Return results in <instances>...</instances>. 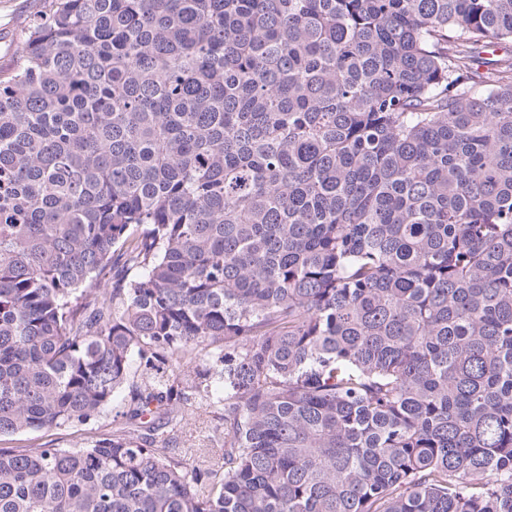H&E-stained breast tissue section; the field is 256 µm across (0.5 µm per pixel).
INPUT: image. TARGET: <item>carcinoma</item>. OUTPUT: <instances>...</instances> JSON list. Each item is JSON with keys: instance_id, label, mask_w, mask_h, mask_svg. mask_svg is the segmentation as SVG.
Instances as JSON below:
<instances>
[{"instance_id": "1", "label": "carcinoma", "mask_w": 512, "mask_h": 512, "mask_svg": "<svg viewBox=\"0 0 512 512\" xmlns=\"http://www.w3.org/2000/svg\"><path fill=\"white\" fill-rule=\"evenodd\" d=\"M21 37L0 437L120 410L0 448V512H512V0H44ZM112 407L108 412L85 425L75 424L69 427L1 437L0 448H39L53 445L57 448H73L86 442V439L112 429ZM204 408L197 406L187 412V423L181 442V448L187 456L198 460L205 459L211 453L210 436L218 425Z\"/></svg>"}]
</instances>
